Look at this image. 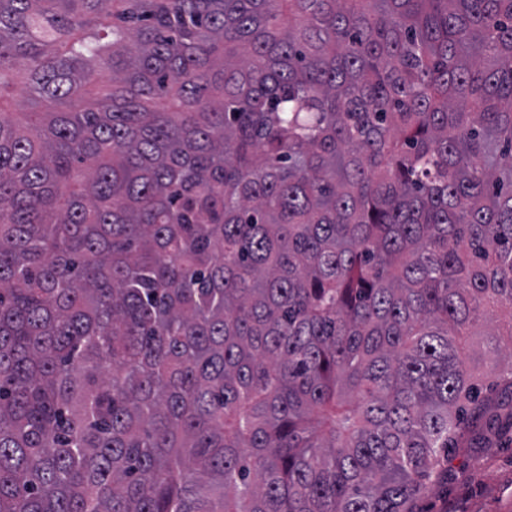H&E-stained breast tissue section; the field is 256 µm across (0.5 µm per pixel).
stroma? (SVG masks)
I'll return each instance as SVG.
<instances>
[{"label": "stroma", "instance_id": "obj_1", "mask_svg": "<svg viewBox=\"0 0 512 512\" xmlns=\"http://www.w3.org/2000/svg\"><path fill=\"white\" fill-rule=\"evenodd\" d=\"M479 330L463 344L474 353L485 411L479 417L465 413L455 446L416 512H512V392L502 374L507 363L481 351L487 333L497 335L501 350L512 349V317L489 313Z\"/></svg>", "mask_w": 512, "mask_h": 512}]
</instances>
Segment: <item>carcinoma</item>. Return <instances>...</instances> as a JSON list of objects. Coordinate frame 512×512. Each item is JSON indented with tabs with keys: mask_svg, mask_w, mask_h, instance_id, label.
Here are the masks:
<instances>
[{
	"mask_svg": "<svg viewBox=\"0 0 512 512\" xmlns=\"http://www.w3.org/2000/svg\"><path fill=\"white\" fill-rule=\"evenodd\" d=\"M0 512H413L512 312V0H0Z\"/></svg>",
	"mask_w": 512,
	"mask_h": 512,
	"instance_id": "cac0c4a2",
	"label": "carcinoma"
}]
</instances>
